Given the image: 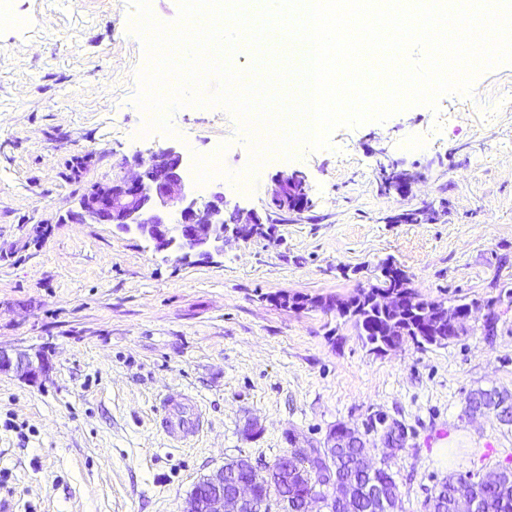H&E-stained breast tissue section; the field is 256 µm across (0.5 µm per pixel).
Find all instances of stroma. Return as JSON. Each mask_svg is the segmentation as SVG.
<instances>
[{
    "mask_svg": "<svg viewBox=\"0 0 512 512\" xmlns=\"http://www.w3.org/2000/svg\"><path fill=\"white\" fill-rule=\"evenodd\" d=\"M0 25V346L44 353L38 384L0 375V512H182L230 460L272 463L290 439L323 445L343 423L371 443L401 512L451 474L512 469V425L471 415L477 388L512 393V63L386 121L341 126L328 148L268 152L255 175L238 119L219 106L172 111L142 140L145 65L129 0H9ZM179 146L187 167L222 160L204 185L269 214L275 178L302 172L309 203L272 233L207 262L176 261L134 233L64 218L126 159ZM420 173L389 189V165ZM410 210L427 221L391 223ZM392 260L423 298L495 300L440 347L370 350L351 323L294 312L283 292L345 297ZM198 398L209 426L192 448L155 429L159 398ZM403 447L382 445L387 425ZM454 438L448 462L434 453Z\"/></svg>",
    "mask_w": 512,
    "mask_h": 512,
    "instance_id": "1",
    "label": "stroma"
}]
</instances>
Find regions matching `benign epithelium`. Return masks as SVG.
<instances>
[{"label": "benign epithelium", "mask_w": 512, "mask_h": 512, "mask_svg": "<svg viewBox=\"0 0 512 512\" xmlns=\"http://www.w3.org/2000/svg\"><path fill=\"white\" fill-rule=\"evenodd\" d=\"M136 166L134 176L94 187L81 198L79 209L69 213V220L75 224H112L122 233H138L157 252L175 251L185 259L195 255L204 261L224 252V244L230 240L246 243L265 232L262 217L238 205L231 210L235 223H224L229 206L224 193L215 192L207 199L193 196L180 148L169 146L152 151L148 159H138ZM307 199L306 179L298 171L281 177L269 193V205L273 208L296 211ZM173 212L177 213L175 223L170 221ZM374 301L384 311L402 303L397 293L384 289L375 291ZM276 302L290 310H310L305 300L291 292L276 295ZM47 368V360L41 354L32 358L24 353L12 358L0 350V373L13 371L35 383ZM205 480L217 486V490L203 501V512H258L262 508L249 485L241 483L229 495L218 489L224 484L222 467ZM455 499L456 512H475L476 501L468 486H459Z\"/></svg>", "instance_id": "obj_1"}]
</instances>
